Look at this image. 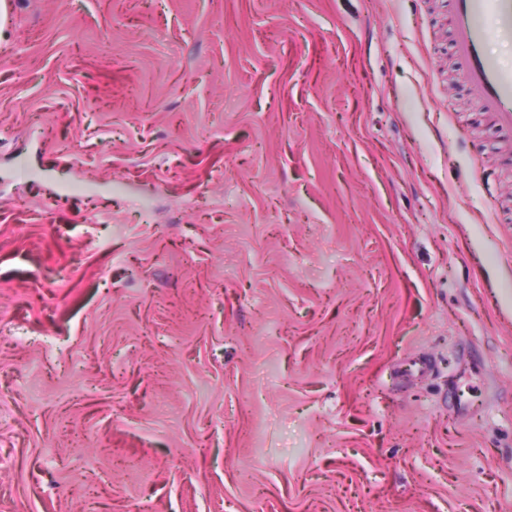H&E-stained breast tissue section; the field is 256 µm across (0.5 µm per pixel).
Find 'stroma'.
Segmentation results:
<instances>
[{"instance_id": "obj_1", "label": "stroma", "mask_w": 512, "mask_h": 512, "mask_svg": "<svg viewBox=\"0 0 512 512\" xmlns=\"http://www.w3.org/2000/svg\"><path fill=\"white\" fill-rule=\"evenodd\" d=\"M452 12L0 0V512H512V133Z\"/></svg>"}]
</instances>
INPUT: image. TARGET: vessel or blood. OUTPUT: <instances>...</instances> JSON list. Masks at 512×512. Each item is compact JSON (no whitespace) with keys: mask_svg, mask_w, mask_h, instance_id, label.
<instances>
[{"mask_svg":"<svg viewBox=\"0 0 512 512\" xmlns=\"http://www.w3.org/2000/svg\"><path fill=\"white\" fill-rule=\"evenodd\" d=\"M455 48L467 64V78L486 111L512 131V74L485 51L490 37L512 40V0H455Z\"/></svg>","mask_w":512,"mask_h":512,"instance_id":"vessel-or-blood-1","label":"vessel or blood"}]
</instances>
